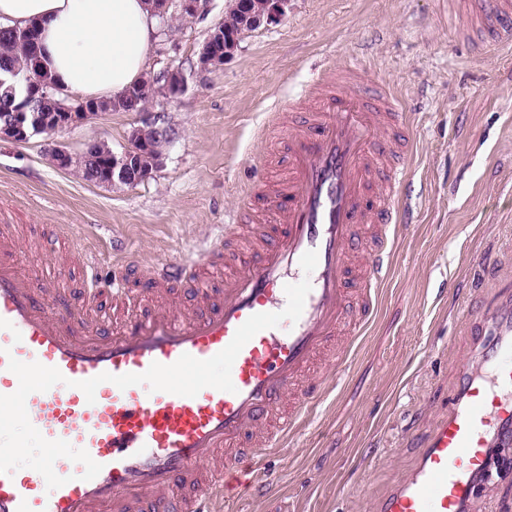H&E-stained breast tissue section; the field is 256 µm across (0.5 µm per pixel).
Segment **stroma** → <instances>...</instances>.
<instances>
[{"label": "stroma", "mask_w": 512, "mask_h": 512, "mask_svg": "<svg viewBox=\"0 0 512 512\" xmlns=\"http://www.w3.org/2000/svg\"><path fill=\"white\" fill-rule=\"evenodd\" d=\"M230 4L206 0L195 19L158 28L146 68L180 64L187 89L148 106L177 131L148 180L98 184L50 153L92 142L122 153L138 112H105L50 140H2L0 224L23 225V268L46 269L45 287L67 285L71 301L116 273L148 297L155 268L191 257L255 179L286 175L280 148L259 135L270 113L302 102L326 67L362 70L368 91L394 88L413 158L393 272L345 373L263 458L272 488L223 505L375 512L409 474L462 367H478L491 342L476 300L512 298V52H470L448 25L462 0H290L281 21L245 32L224 66L201 69L200 47ZM471 512H512V469L489 477Z\"/></svg>", "instance_id": "1"}]
</instances>
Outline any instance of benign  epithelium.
<instances>
[{
    "instance_id": "benign-epithelium-1",
    "label": "benign epithelium",
    "mask_w": 512,
    "mask_h": 512,
    "mask_svg": "<svg viewBox=\"0 0 512 512\" xmlns=\"http://www.w3.org/2000/svg\"><path fill=\"white\" fill-rule=\"evenodd\" d=\"M155 14L163 21H168L170 7L187 19L194 18L201 9V0H149ZM290 0H234L235 8L244 17L246 28H256L262 24L281 21L286 15ZM241 34H235L231 40L224 41V24L218 23L203 42L198 56L200 68L210 69L224 66L238 47ZM156 77L165 81L169 89L167 98L176 99L186 89V80L181 67L169 64L156 72ZM49 95L48 87L39 83L33 76H26L25 100L14 103L10 100L0 107L5 113L0 114V140L26 142L37 134L53 135L58 131L81 124L101 113L100 105L88 106L85 100L74 103L63 101L55 112H29L26 99L45 98ZM176 136L173 127L160 118L147 119L131 131L130 147L121 154L112 151L97 156L99 173L96 181L104 185L116 182L136 185L150 177L162 160L159 145L170 143ZM94 144H89L79 157L72 156L67 150L55 147L52 156L58 167L69 169L81 168Z\"/></svg>"
}]
</instances>
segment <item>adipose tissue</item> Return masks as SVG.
Here are the masks:
<instances>
[{"mask_svg": "<svg viewBox=\"0 0 512 512\" xmlns=\"http://www.w3.org/2000/svg\"><path fill=\"white\" fill-rule=\"evenodd\" d=\"M41 30V61L59 88L116 99L145 74L155 33L148 0H0V27Z\"/></svg>", "mask_w": 512, "mask_h": 512, "instance_id": "1", "label": "adipose tissue"}]
</instances>
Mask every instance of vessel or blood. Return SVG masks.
I'll return each instance as SVG.
<instances>
[{
  "label": "vessel or blood",
  "mask_w": 512,
  "mask_h": 512,
  "mask_svg": "<svg viewBox=\"0 0 512 512\" xmlns=\"http://www.w3.org/2000/svg\"><path fill=\"white\" fill-rule=\"evenodd\" d=\"M449 24L477 53L512 50V0H478ZM363 82L356 70L341 78L328 71L311 84L303 110L277 123L288 175L248 190L276 212L245 271L220 289L195 285L197 262L223 261L226 231L203 243L197 258L158 268V287L194 283L199 312L182 316L150 297L118 328L99 326L87 307L41 288L39 273L21 265L20 237L0 225V395L19 386L9 359L57 368L64 383L27 397L29 419L44 438L86 450L102 466L86 481L82 464L57 459L54 471L65 483L53 490L26 468L0 474V512H213L236 487L263 488L261 457L298 431L327 390L326 372L345 369L349 340L368 323L373 296L391 272V229L408 219L399 197L403 105L385 93L371 107ZM312 250L318 263L307 275L300 259ZM305 279L311 291L299 320L262 330L241 349L231 369L234 392L207 387L186 397L104 382L90 403L77 387L104 372L170 365L186 353L209 359L251 315L282 311L285 285ZM480 320L495 334L482 353L483 372H464L410 474L378 500L376 512H464L490 449L512 446V307L491 308Z\"/></svg>",
  "instance_id": "1"
}]
</instances>
